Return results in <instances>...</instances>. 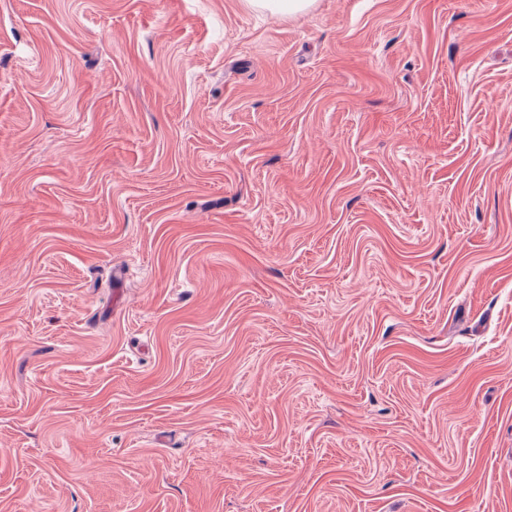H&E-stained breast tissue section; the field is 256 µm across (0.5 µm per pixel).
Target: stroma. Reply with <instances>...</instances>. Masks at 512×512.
I'll return each mask as SVG.
<instances>
[{
    "instance_id": "obj_1",
    "label": "stroma",
    "mask_w": 512,
    "mask_h": 512,
    "mask_svg": "<svg viewBox=\"0 0 512 512\" xmlns=\"http://www.w3.org/2000/svg\"><path fill=\"white\" fill-rule=\"evenodd\" d=\"M0 512H512V0H0ZM254 9L295 15L311 9L315 0H247Z\"/></svg>"
}]
</instances>
